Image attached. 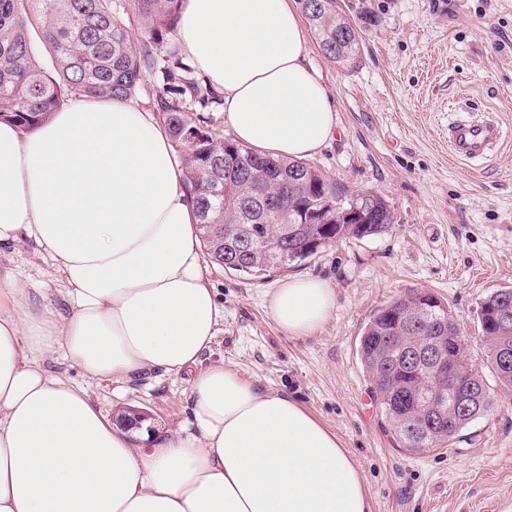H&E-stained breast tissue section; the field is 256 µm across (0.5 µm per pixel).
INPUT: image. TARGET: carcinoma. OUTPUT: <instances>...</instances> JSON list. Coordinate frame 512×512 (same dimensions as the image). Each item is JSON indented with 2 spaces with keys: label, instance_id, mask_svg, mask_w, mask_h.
Returning <instances> with one entry per match:
<instances>
[{
  "label": "carcinoma",
  "instance_id": "carcinoma-1",
  "mask_svg": "<svg viewBox=\"0 0 512 512\" xmlns=\"http://www.w3.org/2000/svg\"><path fill=\"white\" fill-rule=\"evenodd\" d=\"M185 0H0V120L8 118L32 131L76 98L134 102L147 91L146 77L161 72L155 91L170 142L183 158V184L192 196L200 239L212 262L228 271L262 278L288 273L314 257L327 242L381 236L392 230L394 208L375 191L345 195L310 163L261 155L221 137L207 113L220 107L219 93L184 62L168 35L179 21ZM325 58L348 71L362 60L360 28L337 0H297ZM136 22L132 37L127 21ZM39 38L53 55L45 68L32 48ZM196 112L189 117V112ZM229 155L232 164L224 161ZM359 199L365 224H340L337 215ZM281 255L285 269L260 267L241 252L240 241ZM409 289L377 308L359 339L358 356L376 396L382 418L398 447L424 454L450 447L462 431L494 406L485 372L512 397V364L500 359V337L485 313L482 370L472 363L467 343L455 354L471 383L484 390L472 399L457 390L447 405L471 403L468 417L452 422L424 413L434 396L424 372L407 375L386 367L384 357L393 325H399L404 352L414 365L425 363L427 345L448 321L411 307Z\"/></svg>",
  "mask_w": 512,
  "mask_h": 512
}]
</instances>
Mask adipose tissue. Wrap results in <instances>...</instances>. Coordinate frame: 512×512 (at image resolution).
<instances>
[{
	"mask_svg": "<svg viewBox=\"0 0 512 512\" xmlns=\"http://www.w3.org/2000/svg\"><path fill=\"white\" fill-rule=\"evenodd\" d=\"M178 34L237 141L305 159L332 140L333 101L292 0H185ZM27 241L65 306L0 271V512H371L334 432L288 396L204 364L222 310L153 112L80 100L29 133L0 122V250ZM335 306L334 288L309 277L270 302L293 337L321 330ZM58 349L100 381L187 375L192 429L134 448L47 371Z\"/></svg>",
	"mask_w": 512,
	"mask_h": 512,
	"instance_id": "obj_1",
	"label": "adipose tissue"
}]
</instances>
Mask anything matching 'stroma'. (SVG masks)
I'll list each match as a JSON object with an SVG mask.
<instances>
[{
  "mask_svg": "<svg viewBox=\"0 0 512 512\" xmlns=\"http://www.w3.org/2000/svg\"><path fill=\"white\" fill-rule=\"evenodd\" d=\"M363 25L354 71L326 59L308 38L312 66L335 107L337 135L311 157L349 192L382 193L395 209L389 234L338 240L299 266L328 281L336 307L314 335L291 337L272 319L280 276L254 278L209 264L224 318L205 354L246 382L287 394L336 433L356 462L371 512H512V401L500 399L453 447L413 455L396 448L357 355L378 306L409 288L447 300L474 360L483 344L481 302L512 287V0H341ZM492 113L503 137L479 170L448 152L453 111ZM18 281L53 301L60 284L34 247L0 255ZM55 376L83 389L107 417L148 415L152 437L188 426L182 375L132 382L90 378L63 350L47 359Z\"/></svg>",
  "mask_w": 512,
  "mask_h": 512,
  "instance_id": "obj_1",
  "label": "stroma"
}]
</instances>
